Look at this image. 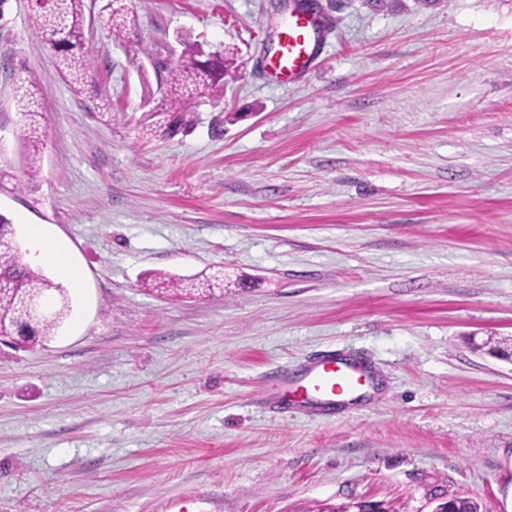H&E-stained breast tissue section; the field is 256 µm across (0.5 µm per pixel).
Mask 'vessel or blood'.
<instances>
[{
    "label": "vessel or blood",
    "instance_id": "vessel-or-blood-1",
    "mask_svg": "<svg viewBox=\"0 0 512 512\" xmlns=\"http://www.w3.org/2000/svg\"><path fill=\"white\" fill-rule=\"evenodd\" d=\"M320 26L317 16H292L277 36V47L270 60L271 74L286 83L309 74L318 56L315 33ZM366 383L364 367L354 360L327 355L310 367L291 391L298 403H318L333 407L337 399L357 394Z\"/></svg>",
    "mask_w": 512,
    "mask_h": 512
}]
</instances>
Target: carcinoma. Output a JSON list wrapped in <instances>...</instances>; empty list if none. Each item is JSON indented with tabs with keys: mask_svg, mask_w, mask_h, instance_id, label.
<instances>
[{
	"mask_svg": "<svg viewBox=\"0 0 512 512\" xmlns=\"http://www.w3.org/2000/svg\"><path fill=\"white\" fill-rule=\"evenodd\" d=\"M118 7L112 8L110 23L113 35L124 38L130 20L120 0H112ZM32 24L36 31L45 36L59 56V66L69 82L76 87L83 85V72L90 65L84 52L85 17L83 0H54L47 8L35 9ZM224 52L217 51L210 56H201L196 49H186L175 60L160 65L157 77L160 102L149 111V135L170 138L177 132L190 127L188 109L202 103L213 102L224 94ZM33 77L20 78V94L17 107L25 121L26 159L29 173L34 177L38 171L40 136L36 126L38 112L35 110ZM14 236L10 220L0 214V338L27 335L25 343L35 345L55 335L70 312V298L67 289L50 279L39 267L24 262L20 251L13 247ZM148 286L159 294L190 295L192 290L185 286V280L165 272L151 275ZM29 296L40 302L56 298L55 307L46 310L45 317L29 332L19 331L21 314L20 300ZM452 512H489L480 505L455 493L445 495Z\"/></svg>",
	"mask_w": 512,
	"mask_h": 512,
	"instance_id": "1",
	"label": "carcinoma"
}]
</instances>
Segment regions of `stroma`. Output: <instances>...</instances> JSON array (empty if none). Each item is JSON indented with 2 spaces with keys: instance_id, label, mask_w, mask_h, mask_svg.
<instances>
[{
  "instance_id": "obj_1",
  "label": "stroma",
  "mask_w": 512,
  "mask_h": 512,
  "mask_svg": "<svg viewBox=\"0 0 512 512\" xmlns=\"http://www.w3.org/2000/svg\"><path fill=\"white\" fill-rule=\"evenodd\" d=\"M122 2L150 56L235 63L158 139L110 0H84L78 96L30 0L0 5V214L79 273L59 332L0 344V512H433L448 490L512 512V362L483 347L512 339V0H318L317 64L286 86L266 53L292 0ZM218 270L212 295L144 286ZM329 352L371 392L281 408ZM34 86L32 75L20 78V94L17 97V107L25 121V147L26 159L29 161L30 176H36L38 171V159L40 153V136L36 126V117L40 112L35 110ZM29 240L38 261L54 265L63 275L77 279L76 272L66 260V249L62 242L38 227L31 230Z\"/></svg>"
}]
</instances>
